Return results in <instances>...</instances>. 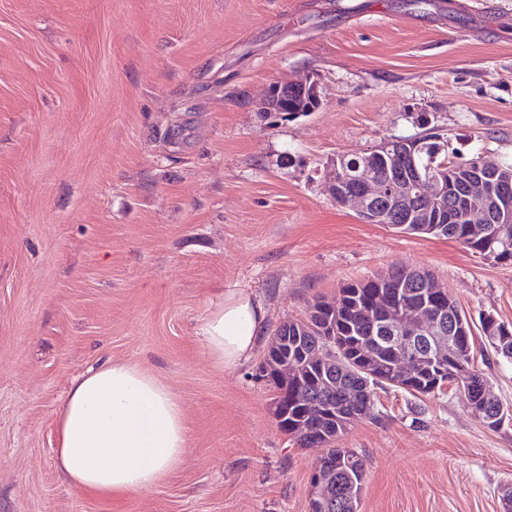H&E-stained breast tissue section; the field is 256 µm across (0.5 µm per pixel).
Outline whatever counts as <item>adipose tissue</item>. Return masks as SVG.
<instances>
[{
  "label": "adipose tissue",
  "instance_id": "adipose-tissue-1",
  "mask_svg": "<svg viewBox=\"0 0 512 512\" xmlns=\"http://www.w3.org/2000/svg\"><path fill=\"white\" fill-rule=\"evenodd\" d=\"M266 310L246 288L207 302L195 333L220 371L247 360L266 332ZM57 458L69 483L101 497H125L156 486L187 448L183 409L144 368L113 361L75 377L56 415Z\"/></svg>",
  "mask_w": 512,
  "mask_h": 512
}]
</instances>
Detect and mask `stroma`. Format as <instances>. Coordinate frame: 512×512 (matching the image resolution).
Listing matches in <instances>:
<instances>
[{"label": "stroma", "instance_id": "35a3bbf8", "mask_svg": "<svg viewBox=\"0 0 512 512\" xmlns=\"http://www.w3.org/2000/svg\"><path fill=\"white\" fill-rule=\"evenodd\" d=\"M322 104L262 119L275 82ZM437 128L512 163V0H0V512H309L323 454L273 419L247 361L215 370L196 318L251 289L267 331L397 265L430 270L471 323L512 325V266L362 223L337 159ZM472 364L512 407V360ZM153 373L188 448L157 486L107 501L57 465L55 413L87 368ZM366 465L360 512H503L512 425L463 394H377L337 441Z\"/></svg>", "mask_w": 512, "mask_h": 512}]
</instances>
